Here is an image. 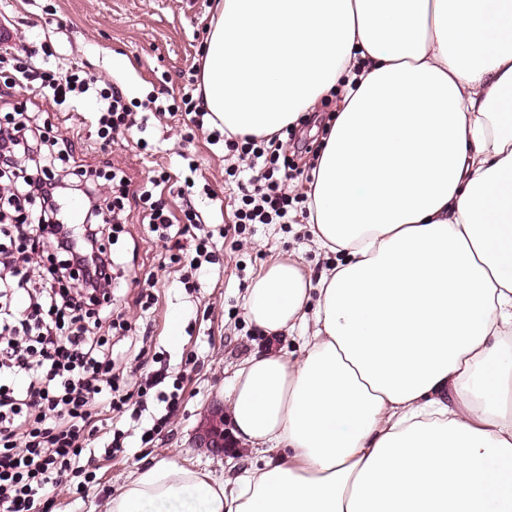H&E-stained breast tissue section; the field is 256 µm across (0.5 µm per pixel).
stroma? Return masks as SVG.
<instances>
[{
  "label": "stroma",
  "instance_id": "stroma-1",
  "mask_svg": "<svg viewBox=\"0 0 512 512\" xmlns=\"http://www.w3.org/2000/svg\"><path fill=\"white\" fill-rule=\"evenodd\" d=\"M210 5L211 0H0V18L13 21L14 44L49 42L50 66L77 64L119 83L128 101L137 104L161 90L178 98L196 95ZM117 57L126 59L125 68H113ZM23 110L40 113L50 135L71 141L77 163L122 168L135 188L150 170L163 168L177 176L188 160H195L197 185L211 191L210 196L195 199L208 229L215 231L231 223L238 189L227 170L237 166L238 160L223 144H211L206 133L191 131L188 116L152 121L146 134L129 131L102 150L89 138L97 110L95 99H84L73 110H59L0 73V114ZM143 136L156 145L154 155L139 153L136 143ZM125 209L129 222L123 225L118 242L125 266L114 311L135 329L112 338L114 352L124 355L126 364L117 383L124 391L137 389L147 369L136 356L142 346H149L151 356L170 365L171 378L161 390L178 391L179 407L161 435L150 441L133 435L108 456L102 446L111 427L124 430L129 426L127 415L112 412L93 441L90 483L49 489L48 512H106L110 489L121 486L150 458L205 468L218 476L229 475L235 465L249 467L251 457L241 456L232 465L227 458L192 445V433L207 406L223 399L236 365L263 337L245 316V290L271 260L300 258L314 276L332 261L311 244L308 219L301 214L293 224H251L244 234L218 239V261L212 274L200 290H185L177 284L181 267L170 262L164 242L139 224L137 197H128ZM147 281L154 285L153 305L145 311L140 295Z\"/></svg>",
  "mask_w": 512,
  "mask_h": 512
}]
</instances>
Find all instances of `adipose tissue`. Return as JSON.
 <instances>
[{
  "mask_svg": "<svg viewBox=\"0 0 512 512\" xmlns=\"http://www.w3.org/2000/svg\"><path fill=\"white\" fill-rule=\"evenodd\" d=\"M508 91L512 0H214L208 124L268 138L338 100L306 192L335 261L246 290L268 345L228 403L257 464L157 460L107 512H512Z\"/></svg>",
  "mask_w": 512,
  "mask_h": 512,
  "instance_id": "1",
  "label": "adipose tissue"
}]
</instances>
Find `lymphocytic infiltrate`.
Instances as JSON below:
<instances>
[{
	"label": "lymphocytic infiltrate",
	"mask_w": 512,
	"mask_h": 512,
	"mask_svg": "<svg viewBox=\"0 0 512 512\" xmlns=\"http://www.w3.org/2000/svg\"><path fill=\"white\" fill-rule=\"evenodd\" d=\"M37 46L14 54L12 80L37 84L51 104H74L89 92L98 97L95 141L108 147L130 130L145 131L150 119L177 112L192 113L196 127L204 114L193 100L169 103L147 98L132 109L117 83H99L85 71L66 72L36 66ZM285 137L225 139L228 151L248 162L247 178L239 180L238 204L231 231L246 224H286L306 199L288 193L285 184L297 166L286 151ZM72 145L52 139L29 118L0 126V182L5 206L14 221L0 224V254L15 243L10 256L11 279L0 277V512H46L48 488L69 476H80L90 461L87 442L98 431L102 413L129 409L132 418H146L148 435H158L178 408L177 394L162 396V409L150 410L148 388L137 401L117 395L112 372L121 361L109 337L97 334L91 321L112 317V290L117 287L116 262L104 243L107 225L120 223L130 193L126 174H106L75 166L69 178L56 177L55 161L70 158ZM112 184L111 203L101 204L100 181ZM172 180L159 171L142 188L139 199L151 232L169 244L173 258L183 261L179 282L196 287L210 273L217 245L202 233L204 218L191 200L173 210L165 197ZM83 195L86 210L81 235H74L61 216L60 201Z\"/></svg>",
	"instance_id": "lymphocytic-infiltrate-1"
}]
</instances>
